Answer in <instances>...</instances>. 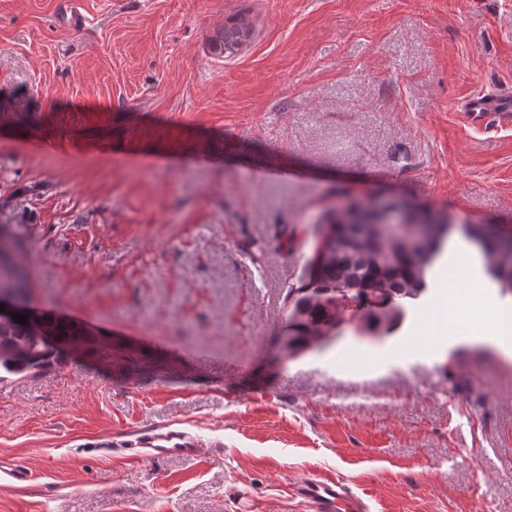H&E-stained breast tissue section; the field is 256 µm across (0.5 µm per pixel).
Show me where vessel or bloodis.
I'll use <instances>...</instances> for the list:
<instances>
[{"mask_svg": "<svg viewBox=\"0 0 512 512\" xmlns=\"http://www.w3.org/2000/svg\"><path fill=\"white\" fill-rule=\"evenodd\" d=\"M461 115L478 130L490 131L512 127V90L478 92L462 103ZM137 453L156 458H193L199 443L184 431L159 425L142 433L132 443ZM294 497L309 505L311 512H372L367 498L348 484L318 473H308L291 488Z\"/></svg>", "mask_w": 512, "mask_h": 512, "instance_id": "1", "label": "vessel or blood"}]
</instances>
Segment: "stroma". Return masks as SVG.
Instances as JSON below:
<instances>
[{
    "label": "stroma",
    "mask_w": 512,
    "mask_h": 512,
    "mask_svg": "<svg viewBox=\"0 0 512 512\" xmlns=\"http://www.w3.org/2000/svg\"><path fill=\"white\" fill-rule=\"evenodd\" d=\"M67 2L0 0V228L33 305L90 341L0 385V459L32 475L0 512H310L290 488L311 471L373 512H512V361L457 341L502 297L458 265L461 233L392 335L348 310L282 348L343 198L512 236V128L457 110L512 89V0H79L85 26L60 28ZM166 423L198 457L135 454ZM249 25L240 22L231 27H225L224 32L218 33L211 39L212 51L229 58L237 54L249 36Z\"/></svg>",
    "instance_id": "stroma-1"
}]
</instances>
